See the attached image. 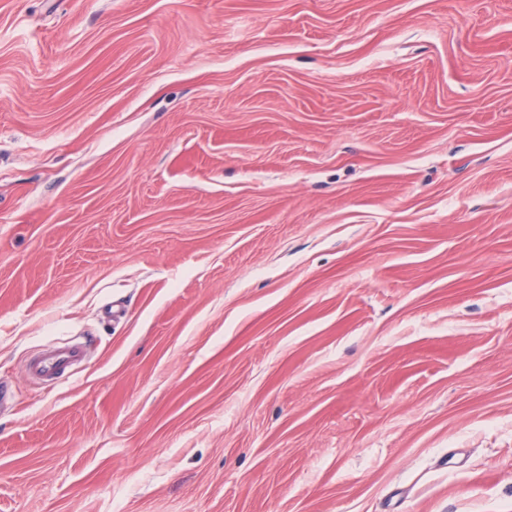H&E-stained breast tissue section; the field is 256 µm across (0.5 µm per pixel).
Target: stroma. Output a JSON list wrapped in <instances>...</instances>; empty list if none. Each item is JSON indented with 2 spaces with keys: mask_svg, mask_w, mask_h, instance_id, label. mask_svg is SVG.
<instances>
[{
  "mask_svg": "<svg viewBox=\"0 0 512 512\" xmlns=\"http://www.w3.org/2000/svg\"><path fill=\"white\" fill-rule=\"evenodd\" d=\"M1 389L0 512H512V0H0ZM86 349L82 345H64L43 352L30 366L29 372L38 378L53 379L83 361Z\"/></svg>",
  "mask_w": 512,
  "mask_h": 512,
  "instance_id": "obj_1",
  "label": "stroma"
}]
</instances>
